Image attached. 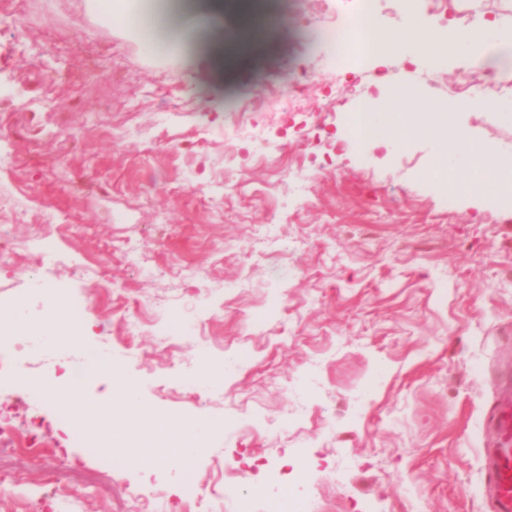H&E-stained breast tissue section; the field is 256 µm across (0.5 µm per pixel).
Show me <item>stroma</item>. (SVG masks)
<instances>
[{
  "label": "stroma",
  "mask_w": 512,
  "mask_h": 512,
  "mask_svg": "<svg viewBox=\"0 0 512 512\" xmlns=\"http://www.w3.org/2000/svg\"><path fill=\"white\" fill-rule=\"evenodd\" d=\"M417 17L512 22V0H263L264 53L227 69L242 19L225 11L204 50L150 54L92 0H0V301L27 320L0 358L57 384L90 352L120 367L138 417L87 383L25 401L0 380V512H150L161 492L192 512L186 480L222 489L252 458L248 490L285 498L308 465L309 512H489L487 413L512 383V202L454 204L422 189L436 144L371 150L351 123L384 73L462 115L474 144L512 159V70L468 51L441 69L413 47L387 69L354 53ZM304 109L283 111L289 95ZM273 102L256 115V99ZM52 234L56 259H37ZM94 309L86 340L39 330L53 283ZM178 426L182 466L134 461L156 416ZM22 486H15V478Z\"/></svg>",
  "instance_id": "1"
}]
</instances>
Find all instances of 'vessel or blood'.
<instances>
[{
    "mask_svg": "<svg viewBox=\"0 0 512 512\" xmlns=\"http://www.w3.org/2000/svg\"><path fill=\"white\" fill-rule=\"evenodd\" d=\"M489 424L494 440L483 451V469L491 512H512V389L499 396Z\"/></svg>",
    "mask_w": 512,
    "mask_h": 512,
    "instance_id": "obj_1",
    "label": "vessel or blood"
}]
</instances>
